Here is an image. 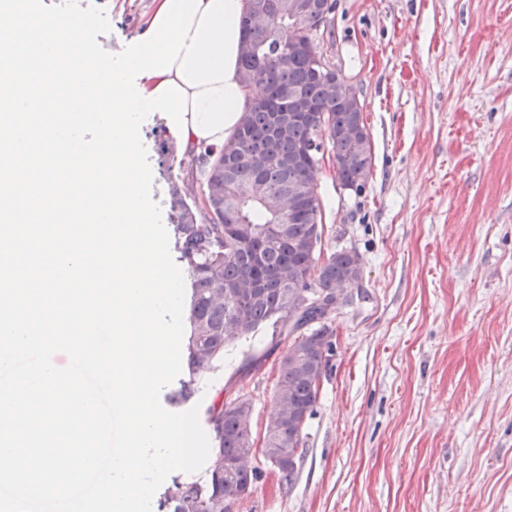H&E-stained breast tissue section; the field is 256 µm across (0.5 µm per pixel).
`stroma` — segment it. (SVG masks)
<instances>
[{
	"instance_id": "1",
	"label": "stroma",
	"mask_w": 512,
	"mask_h": 512,
	"mask_svg": "<svg viewBox=\"0 0 512 512\" xmlns=\"http://www.w3.org/2000/svg\"><path fill=\"white\" fill-rule=\"evenodd\" d=\"M104 9L100 46L131 43L153 0ZM325 60L350 80L372 142L371 175L342 188L332 153L315 170L323 250H355L353 305L334 312L332 350L300 472L281 484L264 458L235 512H512V0H336ZM152 198L168 175L191 197L199 169L164 155L174 132L140 127ZM260 331L204 373L180 411L244 381L261 438L273 413Z\"/></svg>"
}]
</instances>
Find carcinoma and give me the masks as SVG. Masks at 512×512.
Instances as JSON below:
<instances>
[{"label":"carcinoma","mask_w":512,"mask_h":512,"mask_svg":"<svg viewBox=\"0 0 512 512\" xmlns=\"http://www.w3.org/2000/svg\"><path fill=\"white\" fill-rule=\"evenodd\" d=\"M271 2L277 40L251 22L248 9L240 17L241 32L259 46L255 57L240 62L254 76L244 84L250 97L245 121L224 145L204 147L190 158L202 166L209 218L199 219L183 186L169 178L173 248L191 280L188 380L169 400L187 399L198 377L237 340L271 330V350L288 345L277 359L276 409L265 425L262 455L291 484L328 366L331 315L351 303L345 296L335 304L333 293L360 282L362 263L354 250H322L320 198L301 212L277 208L293 188L314 185L325 150H331L340 178L352 184L372 169L373 156L370 142L360 147L336 136L365 122L363 111L330 102L323 78L330 66L315 41L333 38L331 14L318 10L295 20L288 17V0ZM290 34L303 48H295ZM293 93L308 108L301 116L288 109ZM252 415V399L239 391L209 407L216 448L207 477L168 487V512H231L242 500L240 491L253 488L260 471L252 466Z\"/></svg>","instance_id":"1"}]
</instances>
